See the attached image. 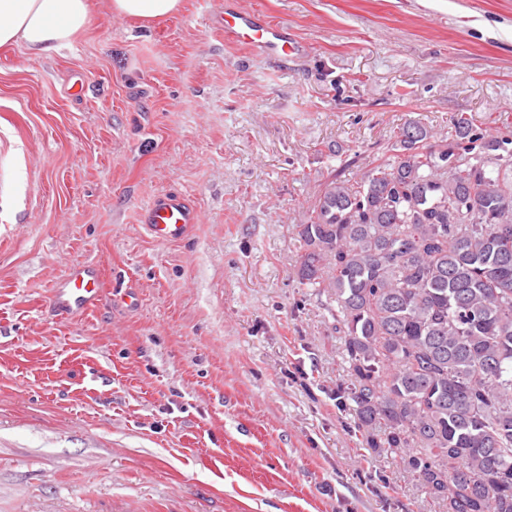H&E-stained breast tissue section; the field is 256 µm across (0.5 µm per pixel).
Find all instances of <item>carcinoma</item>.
Returning a JSON list of instances; mask_svg holds the SVG:
<instances>
[{
    "label": "carcinoma",
    "instance_id": "obj_1",
    "mask_svg": "<svg viewBox=\"0 0 512 512\" xmlns=\"http://www.w3.org/2000/svg\"><path fill=\"white\" fill-rule=\"evenodd\" d=\"M297 225L301 284L336 302L363 441L446 512H512V127L409 120Z\"/></svg>",
    "mask_w": 512,
    "mask_h": 512
}]
</instances>
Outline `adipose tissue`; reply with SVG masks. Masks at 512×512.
<instances>
[{
  "label": "adipose tissue",
  "instance_id": "ef3b65f1",
  "mask_svg": "<svg viewBox=\"0 0 512 512\" xmlns=\"http://www.w3.org/2000/svg\"><path fill=\"white\" fill-rule=\"evenodd\" d=\"M180 6L181 0H108L110 12L146 24ZM90 20V0H0V47L21 43L39 56L71 42Z\"/></svg>",
  "mask_w": 512,
  "mask_h": 512
}]
</instances>
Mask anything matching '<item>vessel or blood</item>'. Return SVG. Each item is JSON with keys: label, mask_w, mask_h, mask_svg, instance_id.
Segmentation results:
<instances>
[{"label": "vessel or blood", "mask_w": 512, "mask_h": 512, "mask_svg": "<svg viewBox=\"0 0 512 512\" xmlns=\"http://www.w3.org/2000/svg\"><path fill=\"white\" fill-rule=\"evenodd\" d=\"M216 23L225 36L250 46L262 54L288 58L301 50L300 43L280 23L259 15L237 10L232 5L216 13ZM199 221L196 208L181 194L156 195L140 213V222L149 235L161 242L186 238ZM103 302L102 280L98 268L88 264L74 266L52 291V303L58 316L67 317L99 307Z\"/></svg>", "instance_id": "obj_1"}]
</instances>
